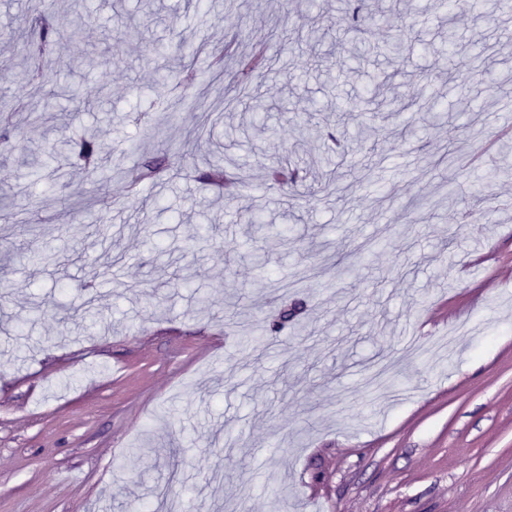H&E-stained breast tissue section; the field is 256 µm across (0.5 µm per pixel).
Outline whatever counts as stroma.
Segmentation results:
<instances>
[{
  "instance_id": "obj_1",
  "label": "stroma",
  "mask_w": 512,
  "mask_h": 512,
  "mask_svg": "<svg viewBox=\"0 0 512 512\" xmlns=\"http://www.w3.org/2000/svg\"><path fill=\"white\" fill-rule=\"evenodd\" d=\"M28 5L0 0V114L21 129L0 145V512H154L163 495L193 512H512V5L451 20L431 0H364L386 22L355 29L342 0H46L61 29L86 20L54 45L48 75L75 94L51 112L13 36ZM319 13L337 50L365 45L353 71L308 51ZM123 23L140 38L107 48ZM393 28L412 38L398 69ZM228 35L264 44L269 68L242 81L225 55L183 88L180 42L208 56ZM480 46L491 75L447 83ZM382 81L406 105L390 122L424 133L355 141ZM243 88L273 105L268 128L220 148L248 119L226 105ZM336 126L348 153L317 162L316 129ZM87 130L110 148L103 173L32 181L29 161ZM226 155V187L200 182ZM162 156L137 194L114 175ZM278 163L306 182L267 183ZM250 210L291 215L263 265ZM17 247L33 261L10 262ZM461 321L452 351L413 352Z\"/></svg>"
}]
</instances>
